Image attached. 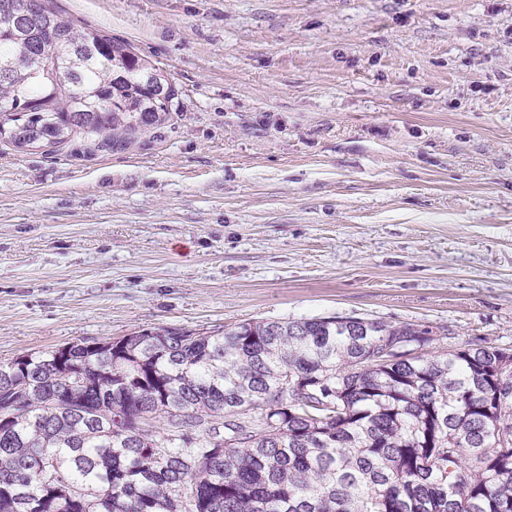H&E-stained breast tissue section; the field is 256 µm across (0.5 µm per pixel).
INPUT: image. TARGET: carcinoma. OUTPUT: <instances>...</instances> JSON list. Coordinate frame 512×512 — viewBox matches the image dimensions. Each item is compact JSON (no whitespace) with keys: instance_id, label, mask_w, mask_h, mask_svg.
Wrapping results in <instances>:
<instances>
[{"instance_id":"carcinoma-1","label":"carcinoma","mask_w":512,"mask_h":512,"mask_svg":"<svg viewBox=\"0 0 512 512\" xmlns=\"http://www.w3.org/2000/svg\"><path fill=\"white\" fill-rule=\"evenodd\" d=\"M178 96L129 42L0 0L5 143L125 149ZM444 335L328 316L0 361V512H512V350Z\"/></svg>"}]
</instances>
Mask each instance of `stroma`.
<instances>
[{"instance_id": "35a3bbf8", "label": "stroma", "mask_w": 512, "mask_h": 512, "mask_svg": "<svg viewBox=\"0 0 512 512\" xmlns=\"http://www.w3.org/2000/svg\"><path fill=\"white\" fill-rule=\"evenodd\" d=\"M180 95L88 155L0 145V360L332 315L512 349V0H52Z\"/></svg>"}]
</instances>
